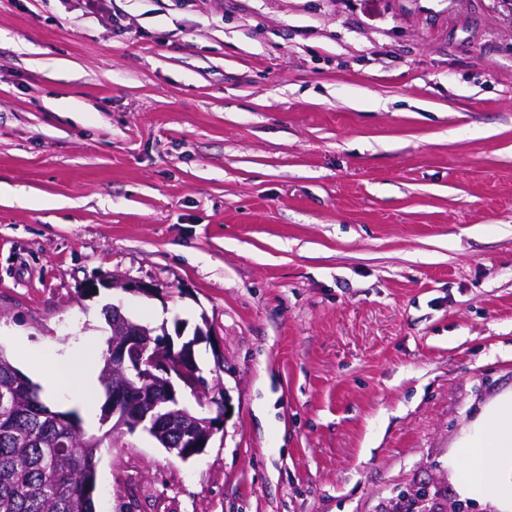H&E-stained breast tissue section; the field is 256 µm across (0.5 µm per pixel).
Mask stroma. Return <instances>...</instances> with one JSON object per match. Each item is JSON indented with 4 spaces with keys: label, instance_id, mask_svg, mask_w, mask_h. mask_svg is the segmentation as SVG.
Wrapping results in <instances>:
<instances>
[{
    "label": "stroma",
    "instance_id": "stroma-1",
    "mask_svg": "<svg viewBox=\"0 0 512 512\" xmlns=\"http://www.w3.org/2000/svg\"><path fill=\"white\" fill-rule=\"evenodd\" d=\"M0 183V349L34 383L106 350L116 300L212 328L223 433L184 461L84 422L98 512H512V464L456 477L512 395L500 0H0Z\"/></svg>",
    "mask_w": 512,
    "mask_h": 512
}]
</instances>
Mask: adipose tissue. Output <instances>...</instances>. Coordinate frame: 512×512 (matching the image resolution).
<instances>
[{
  "instance_id": "adipose-tissue-1",
  "label": "adipose tissue",
  "mask_w": 512,
  "mask_h": 512,
  "mask_svg": "<svg viewBox=\"0 0 512 512\" xmlns=\"http://www.w3.org/2000/svg\"><path fill=\"white\" fill-rule=\"evenodd\" d=\"M492 457L512 458V396L491 406L477 430L459 447L458 479L472 492H482L492 484L485 462Z\"/></svg>"
}]
</instances>
